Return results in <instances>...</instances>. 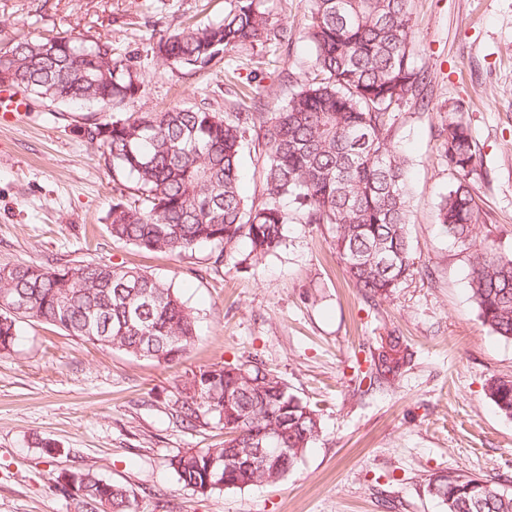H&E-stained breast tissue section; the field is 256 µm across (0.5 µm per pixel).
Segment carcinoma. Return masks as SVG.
I'll return each mask as SVG.
<instances>
[{
  "instance_id": "cac0c4a2",
  "label": "carcinoma",
  "mask_w": 512,
  "mask_h": 512,
  "mask_svg": "<svg viewBox=\"0 0 512 512\" xmlns=\"http://www.w3.org/2000/svg\"><path fill=\"white\" fill-rule=\"evenodd\" d=\"M409 0H312L310 71L278 111H262L266 89L249 84L239 111L175 108L126 112L145 91L133 57L105 37L47 36L0 45V86L51 104L104 107L112 120L95 122L90 140L112 166L107 219L112 239L148 251L186 254L209 244L222 262L241 240L248 256L280 248L293 215L327 224L348 280L368 302L388 298L415 272L409 235L413 192L407 156L391 140L393 111L424 101L428 76L415 65ZM292 34L270 27L262 0H228L224 18L161 34L153 53L162 65L204 69L246 43ZM444 157L455 184L439 207V223L462 244L484 240L469 258L472 299L483 324L512 339V256L486 243L481 209L469 174L478 163L468 126L456 115L442 128ZM254 153L260 195L239 188L245 152ZM22 299L12 313L0 306V351L10 350L20 322L37 320L103 349L159 363L194 344V312L167 282L140 269L101 263L0 267V294ZM412 353L399 336L371 352L370 380L391 384ZM174 414L186 428L208 420L224 429V446L190 449L169 465L184 485L202 493L276 483L320 435L317 410L288 391L284 380L253 358L214 365L183 383ZM489 400L512 418V376L487 388ZM266 449L283 456L276 470L255 459L224 476L230 448ZM77 512H137L129 490L88 469L70 473ZM426 491L448 512H512V492L496 481L454 473L428 479Z\"/></svg>"
}]
</instances>
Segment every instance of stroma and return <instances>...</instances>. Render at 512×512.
Listing matches in <instances>:
<instances>
[{"label": "stroma", "instance_id": "35a3bbf8", "mask_svg": "<svg viewBox=\"0 0 512 512\" xmlns=\"http://www.w3.org/2000/svg\"><path fill=\"white\" fill-rule=\"evenodd\" d=\"M415 62L428 104L401 105L391 139L411 163L410 231L417 274L367 302L344 278L326 225L293 221L274 254L249 258L247 241L215 263L112 239V169L86 129L110 119L98 107L29 98L0 113V267L88 262L136 267L171 284L196 317L197 339L160 364L104 350L29 321L0 353V512H76L54 483L91 469L125 486L138 512H446L426 484L447 471L512 480V418L485 395L512 375V340L484 326L471 298L468 252L444 233L439 205L455 177L439 132L458 109L481 165L470 177L497 252L512 256V0H409ZM225 0H0V43L68 32L112 40L134 57L146 86L132 112L235 109L247 80L268 90L263 109L288 99L289 74L307 71L311 0H265L291 48L245 44L203 70L161 66L154 27L176 30L224 16ZM403 337L413 359L401 379L362 391L369 351ZM256 358L318 412L321 434L274 484L203 494L179 482L170 459L224 439L171 416L183 380L201 369ZM54 446L47 455L45 445Z\"/></svg>", "mask_w": 512, "mask_h": 512}]
</instances>
